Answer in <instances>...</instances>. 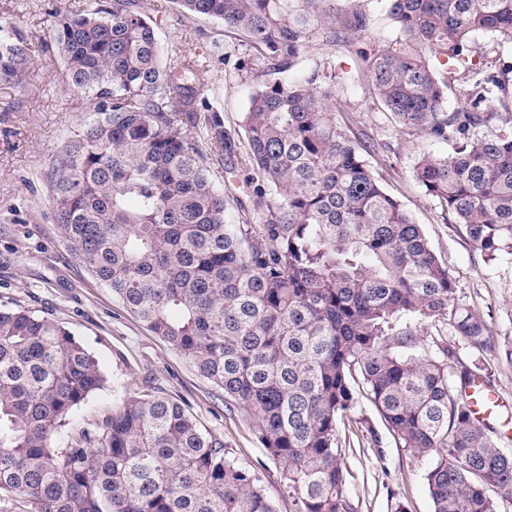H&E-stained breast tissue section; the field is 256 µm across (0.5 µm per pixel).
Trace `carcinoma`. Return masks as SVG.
Listing matches in <instances>:
<instances>
[{
    "label": "carcinoma",
    "mask_w": 512,
    "mask_h": 512,
    "mask_svg": "<svg viewBox=\"0 0 512 512\" xmlns=\"http://www.w3.org/2000/svg\"><path fill=\"white\" fill-rule=\"evenodd\" d=\"M176 2L237 33L270 76L243 116L250 211L225 222L199 141L234 145L195 65L164 61L144 0H88L55 12L68 86L92 105L47 172L60 236L254 419L295 512H355L338 426L359 388L427 462L434 512H500L488 489L512 501V453L467 395L490 383L485 321L456 302L422 226L368 165L374 145L336 124L334 78L284 76L314 34L355 40L369 14L360 0ZM389 2L404 45L360 52L365 76L402 129L450 147L418 157L414 178L487 260L512 255V96L505 76L482 75L476 43L512 44V0ZM30 60L23 39L1 38L0 82L21 83ZM458 76L475 78L470 107L450 112ZM104 382L66 327L0 309V496L24 512H275L224 437L156 391L70 425Z\"/></svg>",
    "instance_id": "1"
}]
</instances>
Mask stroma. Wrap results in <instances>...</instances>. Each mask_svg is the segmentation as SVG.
Instances as JSON below:
<instances>
[{
	"label": "stroma",
	"mask_w": 512,
	"mask_h": 512,
	"mask_svg": "<svg viewBox=\"0 0 512 512\" xmlns=\"http://www.w3.org/2000/svg\"><path fill=\"white\" fill-rule=\"evenodd\" d=\"M86 0H0V31L20 34L31 49L24 82L0 84V307L21 306L54 317L98 360L106 378L79 416L101 421L113 399L144 388L182 402L202 427L223 435L232 454L256 472L276 512H295L285 489L280 463L260 445L253 419L226 406L224 392L201 377L191 360L151 333L111 288L97 279L80 256L59 236L51 219L46 173L65 137L88 117L89 104L66 84V70L54 36L56 10H73ZM157 37L168 60L185 56L203 63L202 88L217 106L224 128L237 145L232 157L209 150L210 178L216 187L241 184L251 170L242 116L262 84V66L239 70L252 49L225 32L222 22L186 16L174 0H146ZM371 26L357 40L330 44L313 35L309 48L293 61L290 76L313 69L336 72V120L376 148L369 162L421 224L438 258L457 285L460 305L484 318L496 353L491 384L512 413V256L487 262L469 241L462 225L442 212L416 182L413 166L423 154H447V144L402 132L380 106L368 84L360 57L378 44H394L400 34L387 16V0H363ZM383 441L374 454L367 435L350 436L343 446L350 473L347 493L356 512H434L423 479L425 463L410 458L387 435L374 407L360 400Z\"/></svg>",
	"instance_id": "1"
}]
</instances>
